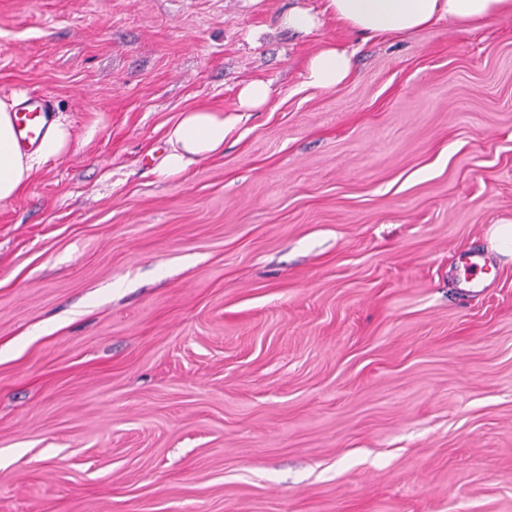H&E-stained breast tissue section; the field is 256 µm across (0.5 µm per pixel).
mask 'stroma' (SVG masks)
Masks as SVG:
<instances>
[{"label": "stroma", "mask_w": 512, "mask_h": 512, "mask_svg": "<svg viewBox=\"0 0 512 512\" xmlns=\"http://www.w3.org/2000/svg\"><path fill=\"white\" fill-rule=\"evenodd\" d=\"M328 44L352 72L307 88ZM254 80L160 177L181 113ZM17 94L71 141L0 202V512H512V14L367 39L324 0H0ZM317 17L308 9L293 7L277 18V25L287 29H293L309 33L317 27ZM270 98L269 84L255 80L245 85L238 94L234 116L224 117V110L196 107L183 112L169 130L167 154L158 168L159 175L174 177L186 172L192 165L224 150V138L252 112L265 106ZM484 260L480 256H468L462 263V277L468 288L473 292H480L485 288Z\"/></svg>", "instance_id": "35a3bbf8"}]
</instances>
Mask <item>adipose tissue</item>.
<instances>
[{
	"label": "adipose tissue",
	"instance_id": "ef3b65f1",
	"mask_svg": "<svg viewBox=\"0 0 512 512\" xmlns=\"http://www.w3.org/2000/svg\"><path fill=\"white\" fill-rule=\"evenodd\" d=\"M325 9L350 31L371 37L408 34L442 20L462 24H485L511 13L512 0H325ZM352 60L346 50L329 45L309 57L304 71L305 86L327 90L351 74ZM270 98L267 82L255 80L241 88L238 113L196 107L183 112L168 133L169 149L158 173L174 177L192 165L224 149V139L241 122L243 113L265 106ZM13 106L0 99V201L16 197L32 179L38 160L64 153L70 144L67 126L53 121L35 148L19 143Z\"/></svg>",
	"mask_w": 512,
	"mask_h": 512
}]
</instances>
